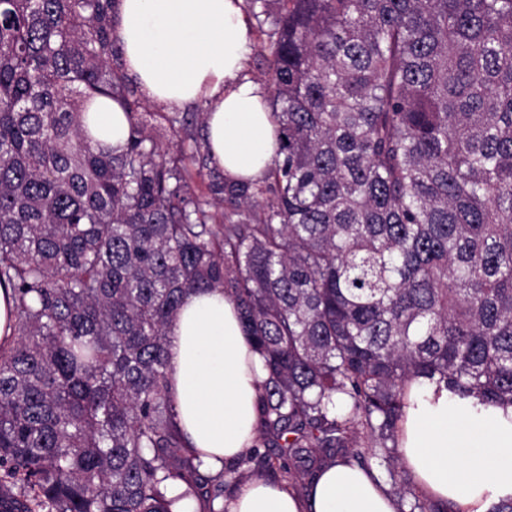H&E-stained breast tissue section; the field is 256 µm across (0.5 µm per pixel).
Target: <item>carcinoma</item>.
Segmentation results:
<instances>
[{
    "mask_svg": "<svg viewBox=\"0 0 512 512\" xmlns=\"http://www.w3.org/2000/svg\"><path fill=\"white\" fill-rule=\"evenodd\" d=\"M115 2L0 0V512H224L249 474L303 489L342 459L463 512L417 492L397 431L419 378L512 406V0H245L279 147L236 182L205 112L147 111ZM97 97L124 143L84 128ZM216 288L266 379L262 446L205 476L168 329Z\"/></svg>",
    "mask_w": 512,
    "mask_h": 512,
    "instance_id": "obj_1",
    "label": "carcinoma"
}]
</instances>
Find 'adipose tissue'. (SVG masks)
Returning <instances> with one entry per match:
<instances>
[{"label": "adipose tissue", "instance_id": "1", "mask_svg": "<svg viewBox=\"0 0 512 512\" xmlns=\"http://www.w3.org/2000/svg\"><path fill=\"white\" fill-rule=\"evenodd\" d=\"M112 39L127 75L168 110L207 107L204 135L231 180L261 177L277 151V126L263 85L245 74L254 43L242 0H117ZM94 133L126 135L121 107L92 104ZM170 396L177 422L203 469L222 471L256 438L266 378L236 302L220 290L188 295L171 323ZM403 465L417 489L465 512H490L512 497V407L481 404L427 381L413 382L398 432ZM375 473L351 462L327 468L307 496L262 478L248 481L227 512H398Z\"/></svg>", "mask_w": 512, "mask_h": 512}]
</instances>
